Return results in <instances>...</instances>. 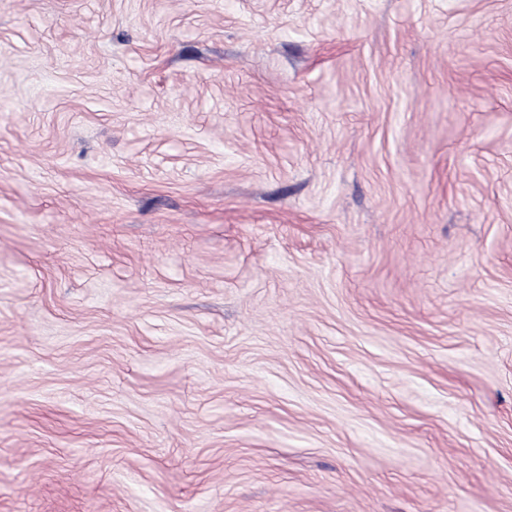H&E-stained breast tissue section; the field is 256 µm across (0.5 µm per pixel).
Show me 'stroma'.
I'll use <instances>...</instances> for the list:
<instances>
[{"mask_svg":"<svg viewBox=\"0 0 512 512\" xmlns=\"http://www.w3.org/2000/svg\"><path fill=\"white\" fill-rule=\"evenodd\" d=\"M0 512H512V0H0Z\"/></svg>","mask_w":512,"mask_h":512,"instance_id":"1","label":"stroma"}]
</instances>
